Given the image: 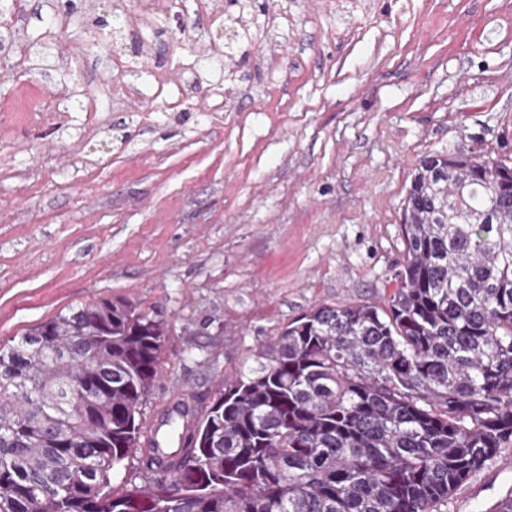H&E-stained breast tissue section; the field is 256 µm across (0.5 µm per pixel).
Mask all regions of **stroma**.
I'll list each match as a JSON object with an SVG mask.
<instances>
[{
	"instance_id": "1",
	"label": "stroma",
	"mask_w": 512,
	"mask_h": 512,
	"mask_svg": "<svg viewBox=\"0 0 512 512\" xmlns=\"http://www.w3.org/2000/svg\"><path fill=\"white\" fill-rule=\"evenodd\" d=\"M137 2L17 4L26 37L0 54V343L103 299L158 312L153 422L182 393L211 402L313 306H385L423 157L512 162V0H171L199 31L174 54L162 21L128 26ZM93 38L121 45L120 68L95 64ZM146 40L177 109L138 63ZM33 79L68 127L23 120ZM106 82L139 94L97 97L94 131L85 105ZM511 496L512 447L444 512Z\"/></svg>"
}]
</instances>
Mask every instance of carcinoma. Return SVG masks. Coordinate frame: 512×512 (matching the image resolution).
Returning <instances> with one entry per match:
<instances>
[{"label": "carcinoma", "mask_w": 512, "mask_h": 512, "mask_svg": "<svg viewBox=\"0 0 512 512\" xmlns=\"http://www.w3.org/2000/svg\"><path fill=\"white\" fill-rule=\"evenodd\" d=\"M400 228L386 307L311 308L148 439L164 320L104 299L1 345L0 512H439L512 445V167L423 157Z\"/></svg>", "instance_id": "obj_1"}]
</instances>
